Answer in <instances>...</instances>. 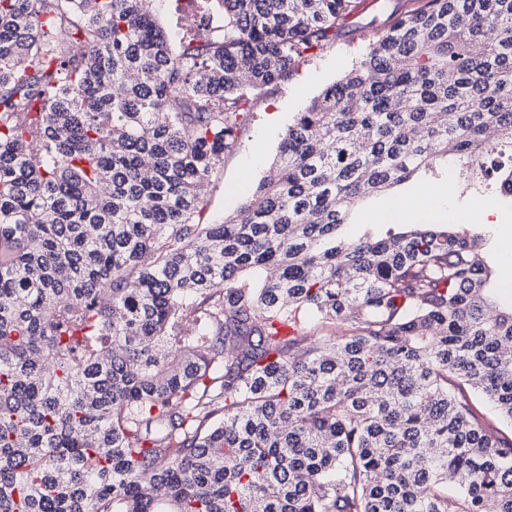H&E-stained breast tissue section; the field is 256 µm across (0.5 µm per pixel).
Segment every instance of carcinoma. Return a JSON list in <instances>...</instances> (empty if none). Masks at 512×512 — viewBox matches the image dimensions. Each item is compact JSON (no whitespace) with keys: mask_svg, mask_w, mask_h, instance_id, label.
<instances>
[{"mask_svg":"<svg viewBox=\"0 0 512 512\" xmlns=\"http://www.w3.org/2000/svg\"><path fill=\"white\" fill-rule=\"evenodd\" d=\"M155 2L0 0V512H512L478 239L339 234L491 145L512 200V0H405L221 224L246 103L360 0H217L176 54Z\"/></svg>","mask_w":512,"mask_h":512,"instance_id":"carcinoma-1","label":"carcinoma"}]
</instances>
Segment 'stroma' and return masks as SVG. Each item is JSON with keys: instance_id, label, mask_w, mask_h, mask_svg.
<instances>
[{"instance_id": "stroma-1", "label": "stroma", "mask_w": 512, "mask_h": 512, "mask_svg": "<svg viewBox=\"0 0 512 512\" xmlns=\"http://www.w3.org/2000/svg\"><path fill=\"white\" fill-rule=\"evenodd\" d=\"M373 36V28L368 27L355 39L339 40L315 50L290 80L268 87L247 104V116L238 130V145L225 155L220 174L206 190L200 223H222L239 208L245 194L277 160L281 140L296 112L358 65ZM273 111L280 114L274 124L268 118ZM487 209L494 211L496 223L484 222L483 212ZM389 210L400 212L406 224L414 223L419 213L434 211L441 223L467 225L470 233L481 238L495 286L512 296V204L500 198L494 185H487L482 196L475 199L467 192L449 191L448 179L443 175L405 183L358 202L345 226L346 235L385 232L387 226L381 216Z\"/></svg>"}]
</instances>
